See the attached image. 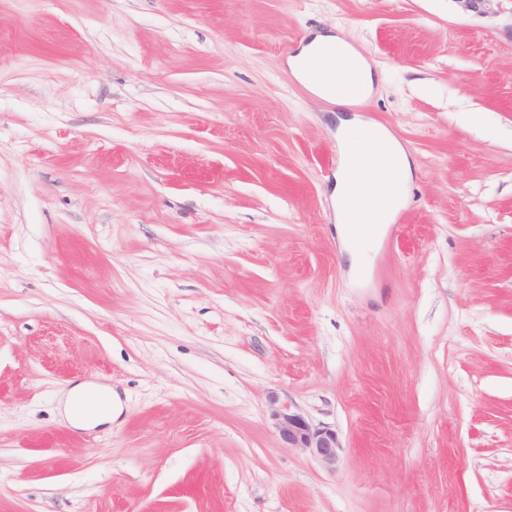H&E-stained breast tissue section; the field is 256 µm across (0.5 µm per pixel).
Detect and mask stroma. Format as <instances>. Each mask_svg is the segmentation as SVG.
<instances>
[{
    "instance_id": "35a3bbf8",
    "label": "stroma",
    "mask_w": 512,
    "mask_h": 512,
    "mask_svg": "<svg viewBox=\"0 0 512 512\" xmlns=\"http://www.w3.org/2000/svg\"><path fill=\"white\" fill-rule=\"evenodd\" d=\"M0 0V512H512V0ZM343 32L346 107L288 66ZM410 163L353 266L337 117ZM112 388L117 414L63 424ZM335 428L284 447L283 407ZM288 65L303 82L311 71L328 76L329 82L314 84L311 90L319 98L340 106L368 96L373 90V72L366 58L338 35L314 34L288 58ZM91 390L102 394L105 399L103 405H82ZM63 406L67 421L76 428L98 425L113 419L112 390L104 385L97 387H91L86 383L74 385L66 393ZM274 416L284 447L309 453L328 467L336 463L343 446L335 429L314 424L300 411L290 407L277 411Z\"/></svg>"
}]
</instances>
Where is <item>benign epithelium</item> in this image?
<instances>
[{"instance_id":"1","label":"benign epithelium","mask_w":512,"mask_h":512,"mask_svg":"<svg viewBox=\"0 0 512 512\" xmlns=\"http://www.w3.org/2000/svg\"><path fill=\"white\" fill-rule=\"evenodd\" d=\"M466 11L487 15L494 13L496 0H456ZM275 426L286 448L306 452L324 465L336 463L342 443L335 429L315 424L296 409L286 408L275 413Z\"/></svg>"}]
</instances>
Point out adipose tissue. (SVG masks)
<instances>
[{
  "mask_svg": "<svg viewBox=\"0 0 512 512\" xmlns=\"http://www.w3.org/2000/svg\"><path fill=\"white\" fill-rule=\"evenodd\" d=\"M288 64L299 79L309 72L326 75V82L312 85L319 98L343 106L368 96L373 90V72L366 58L346 39L332 34H314ZM341 163L336 174V211L342 232L352 249L389 223L406 198L410 163L401 144L384 128L341 121ZM90 385L79 383L65 395L67 421L76 428L112 421V391L99 386L103 404L92 406L85 399Z\"/></svg>",
  "mask_w": 512,
  "mask_h": 512,
  "instance_id": "obj_1",
  "label": "adipose tissue"
}]
</instances>
